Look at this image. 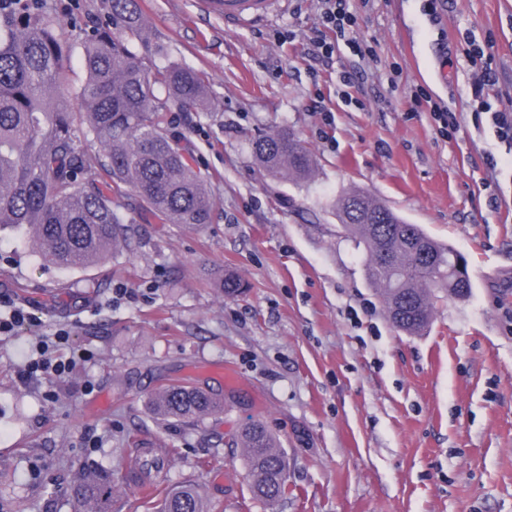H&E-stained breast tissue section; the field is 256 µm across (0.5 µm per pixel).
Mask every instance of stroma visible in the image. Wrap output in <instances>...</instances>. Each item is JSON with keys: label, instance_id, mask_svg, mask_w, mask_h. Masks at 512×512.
Returning a JSON list of instances; mask_svg holds the SVG:
<instances>
[{"label": "stroma", "instance_id": "35a3bbf8", "mask_svg": "<svg viewBox=\"0 0 512 512\" xmlns=\"http://www.w3.org/2000/svg\"><path fill=\"white\" fill-rule=\"evenodd\" d=\"M70 45L66 85L85 80L78 25L101 0H48ZM177 62L204 75L205 110L174 112L169 134L206 179L210 223L162 224L132 194L114 203L130 244L87 270L44 267L25 232L0 234V297L37 313V330L0 337V503L7 512H71L74 471L111 469L112 512H146L130 461L174 448L156 482L202 487L224 512H512V154L478 111L475 40L499 81L494 109L512 113V0H350L361 59L338 41L313 59L318 0H287L272 21L229 26L200 0H138ZM283 40H275V33ZM362 72L346 86L340 77ZM424 89L453 112L442 138ZM321 108H314V97ZM278 130L312 153L308 181L268 176L252 143ZM362 189L452 245L472 291L437 289L430 327L395 329L364 274V254L331 207ZM247 285L225 297L212 274ZM130 288L134 299L116 298ZM71 331L60 357L91 353L58 380H26L20 346ZM188 380L224 400L201 423L147 413L157 388ZM288 458L274 508L252 499L240 449L247 417Z\"/></svg>", "mask_w": 512, "mask_h": 512}]
</instances>
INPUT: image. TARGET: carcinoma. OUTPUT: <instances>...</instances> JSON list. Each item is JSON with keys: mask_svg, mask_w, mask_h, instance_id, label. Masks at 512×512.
<instances>
[{"mask_svg": "<svg viewBox=\"0 0 512 512\" xmlns=\"http://www.w3.org/2000/svg\"><path fill=\"white\" fill-rule=\"evenodd\" d=\"M112 25L80 28L84 83L74 92L64 82L68 41L62 25L38 0H0V232L26 228L41 261L57 268L107 262L128 246L129 226L112 193L129 190L145 212L164 224H207L214 207L206 180L167 134L173 108H201L205 80L179 64L154 65L164 54L149 37L136 0H101ZM138 43L143 54L130 51ZM102 149L110 181L92 173L81 148ZM259 166L273 178L301 181L315 161L293 134L280 130L253 144ZM336 219L365 253V272L393 326L415 335L432 321L436 295L465 299L472 288L467 262L441 247L418 225L407 223L368 192L352 190L335 204ZM224 296L244 292L230 271L220 275ZM159 421L201 422L224 410L205 388L171 382L149 399ZM242 450L252 498L272 504L281 497L287 469L279 441L263 421L250 418L232 439ZM175 459V449L138 456L141 486L158 492L156 474ZM118 485L112 471L95 463L78 470L71 488L73 512H112ZM158 512H211L197 488L163 493Z\"/></svg>", "mask_w": 512, "mask_h": 512, "instance_id": "carcinoma-1", "label": "carcinoma"}]
</instances>
